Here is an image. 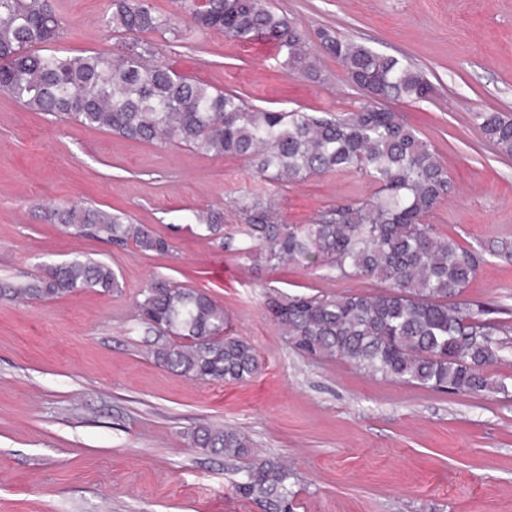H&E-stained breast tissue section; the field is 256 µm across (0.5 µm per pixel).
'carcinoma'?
<instances>
[{
    "label": "carcinoma",
    "mask_w": 512,
    "mask_h": 512,
    "mask_svg": "<svg viewBox=\"0 0 512 512\" xmlns=\"http://www.w3.org/2000/svg\"><path fill=\"white\" fill-rule=\"evenodd\" d=\"M193 24L246 42L261 34L277 41L285 65L321 79L310 37L267 0H190ZM108 24L130 33L170 26L148 0H112ZM62 22L49 0H0V93L25 108L74 119L124 138L186 144L199 153L247 160L271 184L296 183L340 172L366 175L378 186L371 198L320 211L307 224H286L269 194L248 193L237 211L254 241L247 256L279 266L308 261L342 277L365 276L379 288L363 294L271 296L267 309L288 343L315 359H340L390 380L434 391L481 394L505 390L486 377L496 356L497 329L470 312L461 297L477 271V256L440 236L428 218L452 187L432 145L378 100L425 101L434 86L409 63L330 31H317L322 48L344 67L364 101L346 118L301 110H262L239 93L218 91L175 73L154 59L148 43L118 55L45 53ZM474 120L505 156H512V116L476 112ZM52 219L78 235L116 247L132 243L164 254L168 239L128 216L70 204ZM188 219L224 246V210L191 211ZM118 274L98 260L74 259L48 276L0 281V299L67 296L84 290L110 293ZM138 315L162 342L153 355L165 368L201 382L244 384L260 369L254 345L224 331V307L207 293L158 278L138 301ZM192 442L227 459L253 453L233 427H200ZM295 475L274 459L256 460L238 491L265 512H293Z\"/></svg>",
    "instance_id": "cac0c4a2"
}]
</instances>
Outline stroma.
<instances>
[{
  "label": "stroma",
  "mask_w": 512,
  "mask_h": 512,
  "mask_svg": "<svg viewBox=\"0 0 512 512\" xmlns=\"http://www.w3.org/2000/svg\"><path fill=\"white\" fill-rule=\"evenodd\" d=\"M172 30L147 34L155 58L260 109L343 117L363 100L335 57L317 50L322 79L287 71L276 42L225 40L195 28L185 0H149ZM56 48L122 52L111 0H51ZM308 34L319 28L414 66L431 99L391 101L435 148L453 188L430 217L439 235L479 259L467 302L502 325L488 370L505 391L438 392L294 351L269 295L373 291L321 264L256 265L234 210L266 184L247 161L185 145H152L34 112L0 94V280L41 275L74 258L105 261L121 286L62 298L0 300V512H263L239 495L242 460L194 447V429L232 426L256 458L294 470L295 512H512V157L472 121L512 115V0H270ZM377 187L330 173L277 187L283 222L303 224ZM78 202L130 216L165 236L167 254L118 248L49 218ZM224 210V243L183 221ZM209 294L227 329L257 349L249 383H202L160 366L155 333L136 309L153 279Z\"/></svg>",
  "instance_id": "1"
}]
</instances>
